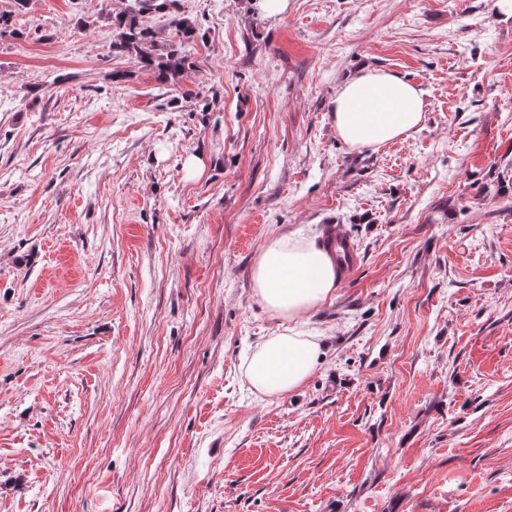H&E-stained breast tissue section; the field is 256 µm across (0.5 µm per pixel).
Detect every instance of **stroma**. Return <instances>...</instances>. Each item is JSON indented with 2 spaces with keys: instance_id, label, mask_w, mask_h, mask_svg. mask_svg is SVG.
Here are the masks:
<instances>
[{
  "instance_id": "35a3bbf8",
  "label": "stroma",
  "mask_w": 512,
  "mask_h": 512,
  "mask_svg": "<svg viewBox=\"0 0 512 512\" xmlns=\"http://www.w3.org/2000/svg\"><path fill=\"white\" fill-rule=\"evenodd\" d=\"M131 0H0V512H512V18L496 0H179L176 79L112 55ZM423 92L375 150L360 69ZM359 263L295 331V391L243 372L285 324L265 240ZM420 88L387 71L363 69L336 93L339 137L358 150H375L415 130L424 117Z\"/></svg>"
}]
</instances>
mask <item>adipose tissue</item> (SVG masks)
<instances>
[{
	"label": "adipose tissue",
	"mask_w": 512,
	"mask_h": 512,
	"mask_svg": "<svg viewBox=\"0 0 512 512\" xmlns=\"http://www.w3.org/2000/svg\"><path fill=\"white\" fill-rule=\"evenodd\" d=\"M420 88L387 71L364 69L336 93L333 121L339 137L358 150L377 149L415 130L424 117ZM251 277L263 306L289 327L266 337L244 371L247 383L268 396L298 389L322 361L320 337L293 331L336 291V265L330 254L296 234L269 238Z\"/></svg>",
	"instance_id": "1"
}]
</instances>
